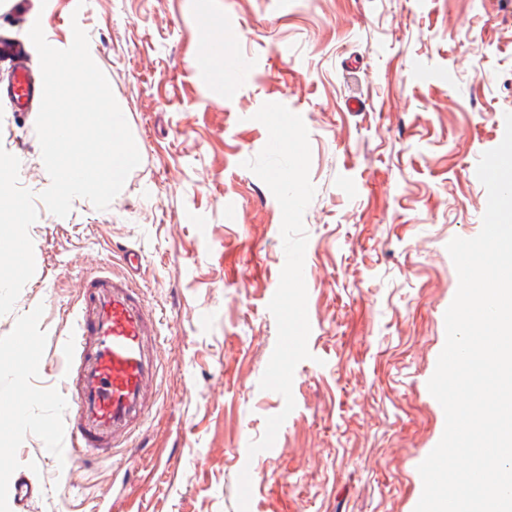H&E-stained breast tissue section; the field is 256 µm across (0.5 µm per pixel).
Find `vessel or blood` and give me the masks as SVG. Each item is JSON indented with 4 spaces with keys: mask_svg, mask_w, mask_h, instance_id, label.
<instances>
[{
    "mask_svg": "<svg viewBox=\"0 0 512 512\" xmlns=\"http://www.w3.org/2000/svg\"><path fill=\"white\" fill-rule=\"evenodd\" d=\"M0 66L15 111L40 104L25 45L0 36ZM122 271L101 266L86 279L73 310V332L59 346L64 367L66 436L71 473L128 449L158 396L162 368L154 308L136 279L141 257L123 248Z\"/></svg>",
    "mask_w": 512,
    "mask_h": 512,
    "instance_id": "b4317fda",
    "label": "vessel or blood"
}]
</instances>
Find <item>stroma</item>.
<instances>
[{
    "instance_id": "stroma-1",
    "label": "stroma",
    "mask_w": 512,
    "mask_h": 512,
    "mask_svg": "<svg viewBox=\"0 0 512 512\" xmlns=\"http://www.w3.org/2000/svg\"><path fill=\"white\" fill-rule=\"evenodd\" d=\"M48 41L80 26L123 111L140 164L107 209L68 216L40 198L48 172L36 112L0 99V156L12 158L32 262L0 307V387L60 391L57 345L88 266L141 254L137 279L161 318L163 371L139 447L67 485L48 449L64 418L1 437L0 512L14 489L30 512H414L419 464L445 415L428 381L458 288L447 251L478 235L476 175L512 112V0H29ZM248 62L220 76L208 36ZM224 95L212 96L215 83ZM362 105L351 110V98ZM302 117L316 194L308 234L310 359L270 449L249 454L281 394L259 382L277 341L268 304L285 263L282 212L244 162L267 142L254 115ZM33 309L20 341L15 313ZM42 361L27 369L30 354Z\"/></svg>"
}]
</instances>
